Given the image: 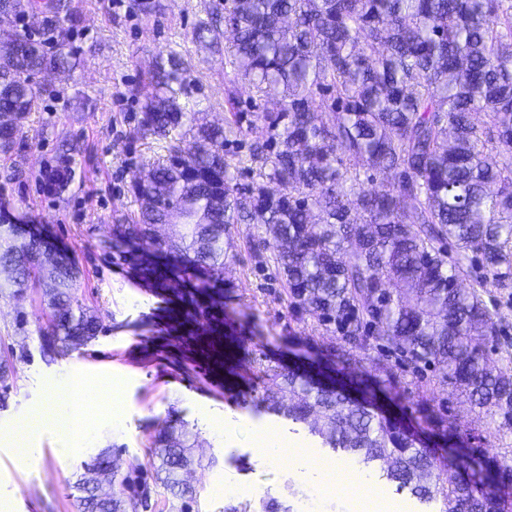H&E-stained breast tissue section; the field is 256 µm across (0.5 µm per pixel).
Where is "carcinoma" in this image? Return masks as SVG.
I'll list each match as a JSON object with an SVG mask.
<instances>
[{
	"mask_svg": "<svg viewBox=\"0 0 512 512\" xmlns=\"http://www.w3.org/2000/svg\"><path fill=\"white\" fill-rule=\"evenodd\" d=\"M42 10L69 14L68 0H0V14ZM224 14H219V11ZM232 33L228 64L234 78L259 92L281 90L279 107L257 114L262 138L248 146L261 161L258 180L243 190L230 171L233 126L243 111L228 98L229 127L195 123L180 96L189 94L191 64L176 53L158 56L148 78L133 135L165 141L150 177L131 178L138 212L112 225V252L132 260L153 286L186 288L179 326L186 336L223 335L214 294L234 258L224 237L231 224H258L263 246L289 288L293 315H308L341 343L327 349L348 372L341 389L294 371L259 370L263 411L307 423L330 448L352 452L358 464L382 461L390 478L440 512H496L503 490L490 470L512 475L507 458L472 451L448 461L421 446L413 430L349 391L397 396L403 372L424 378L434 365L438 384L512 430V373L489 368L497 336L495 313L477 287L462 288V260L473 254L493 277L512 269V0H224L198 22L193 38L220 47ZM55 28L34 39L0 33V151L10 152L23 121L40 107L36 76L59 70L63 44ZM323 96L314 107L313 95ZM484 113L487 126L472 116ZM398 173L376 188L360 176ZM66 164L45 183L57 192L69 182ZM275 188H270V185ZM177 218L175 236L153 227ZM0 276L22 291L39 288L49 305L47 335L63 346L96 335L97 318L78 296L71 260L14 227L0 229ZM458 258L448 263V247ZM378 348L396 367L363 379L352 349ZM418 427L464 436L455 415L417 400ZM190 432L168 426L155 437L156 474L180 512L195 489L181 478L193 461ZM79 512H138L147 488L127 495L108 452L88 465ZM112 487L104 493L100 485Z\"/></svg>",
	"mask_w": 512,
	"mask_h": 512,
	"instance_id": "obj_1",
	"label": "carcinoma"
}]
</instances>
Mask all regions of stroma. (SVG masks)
I'll return each instance as SVG.
<instances>
[{
  "label": "stroma",
  "mask_w": 512,
  "mask_h": 512,
  "mask_svg": "<svg viewBox=\"0 0 512 512\" xmlns=\"http://www.w3.org/2000/svg\"><path fill=\"white\" fill-rule=\"evenodd\" d=\"M149 14L135 12L130 0H72L73 12L55 19L43 13L0 19V27L34 36L46 24L67 34L64 50L71 68L40 74L46 94L38 111L24 121L23 136L9 153L0 152V225L7 216L26 214L22 235H37L45 244L71 257L80 271L79 296L96 316L92 339L54 350L38 337L48 308L40 292L0 288V360L12 373L0 382V427L10 426L27 410L45 401L56 383L92 380L78 354L108 360L106 380L122 400L119 422L105 417L91 431L74 435V448L57 453L53 432L40 441L42 454L18 467L13 453L0 448V498H13L14 512H77V489L85 465L101 449L132 486L148 485L147 512H178L180 503L152 475V442L171 420L184 422L198 436L194 450L205 469L186 473L196 498L190 512H224L234 505L260 512L273 498L291 512H365L355 495L321 489L323 473L311 461L344 458V451L326 448L304 423L278 418L291 444L306 462L271 467L255 454V436L224 440L225 419L259 425L267 413L253 402L262 383L252 365L307 367L337 339L306 316L291 312L287 285L274 261L256 265L254 246L263 234L258 225L235 224L231 236L236 257L224 271V330L234 333L250 355L237 365L222 387H212V373L200 368L192 346L175 330L168 314L176 309L171 292L157 291L136 278L130 266L113 258L103 242L123 214L137 210L130 189L133 171L148 172L162 154L160 141L136 139L140 103L133 90L152 68L159 53L175 50L190 60L191 91L185 102L201 119L219 124L231 118L228 96L242 108L262 112L278 105V92L258 93L235 80L226 52L211 50L193 39L212 0H151ZM68 151L73 178L65 189L45 193L42 180L61 151ZM496 314L495 368L512 371V279H488L480 291ZM437 367L425 372L434 405L457 410L465 429L482 438V451L502 456L512 449V432L487 435L484 416L459 406L450 386L436 385ZM374 481L372 497L397 504L398 512H439L438 502H423L386 477L387 467L368 466Z\"/></svg>",
  "instance_id": "1"
}]
</instances>
